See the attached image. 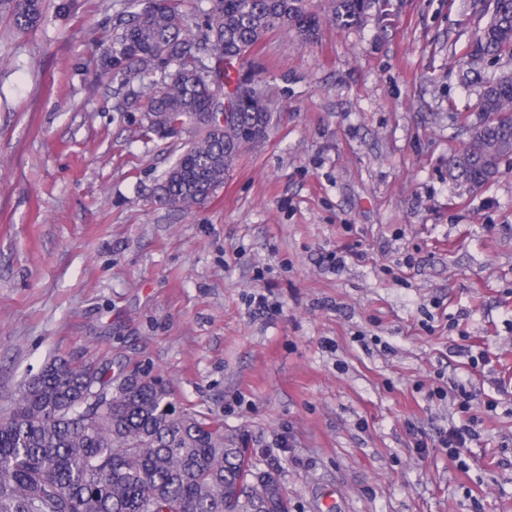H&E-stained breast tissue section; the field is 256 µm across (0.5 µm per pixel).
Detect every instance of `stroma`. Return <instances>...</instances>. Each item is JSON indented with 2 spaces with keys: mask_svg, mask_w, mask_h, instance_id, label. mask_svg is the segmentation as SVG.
Segmentation results:
<instances>
[{
  "mask_svg": "<svg viewBox=\"0 0 512 512\" xmlns=\"http://www.w3.org/2000/svg\"><path fill=\"white\" fill-rule=\"evenodd\" d=\"M68 2L0 18V406L54 359L109 361L246 440L290 512H512V163L480 188L448 167L512 69L476 52L491 0L269 34L235 65L269 134L188 211L158 191L188 136L138 139L137 84L103 75L122 0ZM459 383L462 467L431 395ZM47 9L45 0H0V17L7 18L21 32L40 27L47 17ZM472 432L467 427L452 426L449 429L440 432L439 444L442 448L448 449V457L453 461H461L464 448L468 440L472 437Z\"/></svg>",
  "mask_w": 512,
  "mask_h": 512,
  "instance_id": "obj_1",
  "label": "stroma"
}]
</instances>
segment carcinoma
<instances>
[{
    "mask_svg": "<svg viewBox=\"0 0 512 512\" xmlns=\"http://www.w3.org/2000/svg\"><path fill=\"white\" fill-rule=\"evenodd\" d=\"M104 52L106 73L134 82L147 104L140 136L192 141L165 172L160 196L189 210L224 186L241 148L266 137L272 113L260 89L242 100L227 68L268 34L303 43L326 21L358 23L368 0H197L190 24L181 0H124ZM47 0H0V17L33 31ZM476 52L512 59V0H494ZM482 114L450 167L483 184L512 156V71L490 79ZM230 114L226 122L220 116ZM0 512H289L278 471L261 469L224 427L177 409L159 380L109 366L54 360L25 382L0 415Z\"/></svg>",
    "mask_w": 512,
    "mask_h": 512,
    "instance_id": "cac0c4a2",
    "label": "carcinoma"
}]
</instances>
